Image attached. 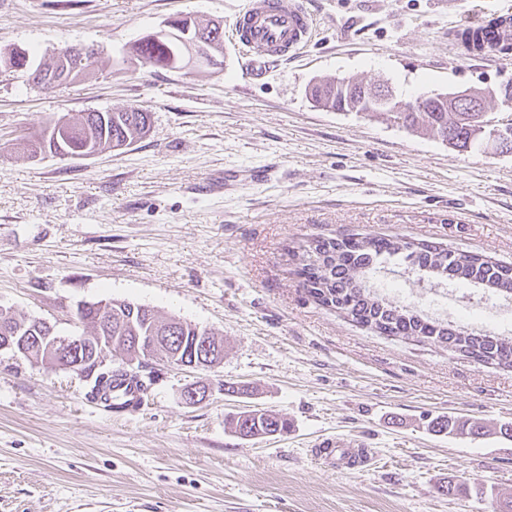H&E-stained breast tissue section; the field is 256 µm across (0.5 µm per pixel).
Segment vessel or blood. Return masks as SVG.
I'll return each mask as SVG.
<instances>
[{
    "instance_id": "vessel-or-blood-1",
    "label": "vessel or blood",
    "mask_w": 512,
    "mask_h": 512,
    "mask_svg": "<svg viewBox=\"0 0 512 512\" xmlns=\"http://www.w3.org/2000/svg\"><path fill=\"white\" fill-rule=\"evenodd\" d=\"M311 13L305 0H251L237 26V35L254 53L258 65L294 56L307 42ZM117 407L131 413L143 401L144 391L127 381L118 387Z\"/></svg>"
}]
</instances>
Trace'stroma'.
Segmentation results:
<instances>
[{
    "mask_svg": "<svg viewBox=\"0 0 512 512\" xmlns=\"http://www.w3.org/2000/svg\"><path fill=\"white\" fill-rule=\"evenodd\" d=\"M247 4L0 0V49L98 51L85 76L52 87L0 69V307L68 335L78 304L128 300L224 337L214 370L140 367L151 386L134 413L88 399L83 375L0 349V512H504L512 368L319 305L292 254L360 232L512 264V153L461 151L306 94L337 77L402 97L512 86V54L463 58L452 38L512 15V0H307L310 42L259 76L236 36ZM183 15L221 24L222 66L129 60L134 41ZM127 107L151 114L127 148L21 147L59 118ZM201 380L207 398L183 404ZM227 381L251 395L225 396ZM247 406L288 429L235 436L224 418ZM439 415L489 431L438 434ZM328 438L362 457L321 454ZM451 480L456 496L438 493Z\"/></svg>",
    "mask_w": 512,
    "mask_h": 512,
    "instance_id": "35a3bbf8",
    "label": "stroma"
}]
</instances>
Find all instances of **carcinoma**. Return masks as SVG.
I'll list each match as a JSON object with an SVG mask.
<instances>
[{
	"instance_id": "obj_1",
	"label": "carcinoma",
	"mask_w": 512,
	"mask_h": 512,
	"mask_svg": "<svg viewBox=\"0 0 512 512\" xmlns=\"http://www.w3.org/2000/svg\"><path fill=\"white\" fill-rule=\"evenodd\" d=\"M512 28V19L498 16L487 24L467 27L457 33V40L466 55H502L512 49V38L505 31ZM137 60L154 68H167L176 56L175 48L166 40L145 36L131 47ZM372 88L353 77L338 80H319L309 87L311 100L337 112L369 97ZM438 95L423 97L426 111L416 112L413 100L393 98L394 112L389 118L410 130H421L445 143L455 142L463 150L480 149L484 141L474 135L473 125L461 118L459 112L441 110ZM74 132L58 146L71 152L85 146L106 151L113 144L132 145L147 134L150 113L124 109L112 112H86L72 122ZM296 275L308 295L323 306L334 308L352 321L386 336L427 341L450 349H462L479 364L512 366V337L491 332H474L453 327L444 319L429 316L422 307L404 305L384 292L382 272L392 262L406 264L418 280L429 285H462L480 289L492 298H512V267L493 263L481 256L457 251L442 255L430 243L415 242L402 235L377 237L363 233L342 234L336 237H315L303 253L297 256ZM112 314L105 325L98 324V310L85 307L76 313L84 326V334L103 344L122 348L129 360L143 363L154 359L143 348L151 346L150 337L165 336L174 322L181 324L176 335L179 344L189 348L206 339L216 352L211 363L224 359V340L206 328L186 320L162 318L148 306L125 300H111ZM53 326L40 318L18 317L0 308V341L11 336L19 341L24 336H43ZM104 360L87 355L79 373L97 372L98 391L109 395L116 380L130 376L133 369L124 361L103 367ZM234 433L244 437L277 434L286 422L269 411L245 410L230 421Z\"/></svg>"
}]
</instances>
